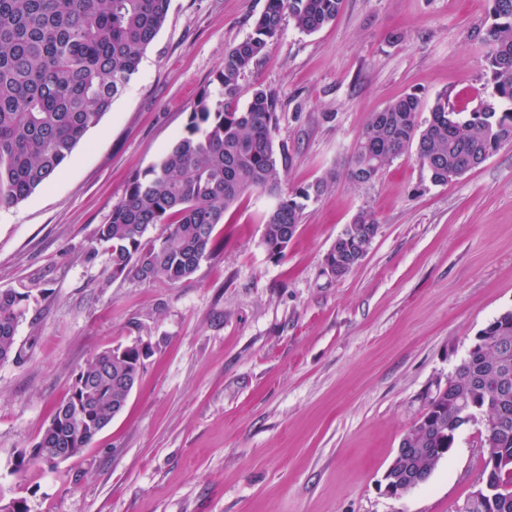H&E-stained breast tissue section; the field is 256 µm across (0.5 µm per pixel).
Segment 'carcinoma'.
<instances>
[{"label":"carcinoma","instance_id":"obj_1","mask_svg":"<svg viewBox=\"0 0 512 512\" xmlns=\"http://www.w3.org/2000/svg\"><path fill=\"white\" fill-rule=\"evenodd\" d=\"M344 0H267L253 33L224 55L215 80L221 100L202 95L186 133L156 164L129 182L98 228L97 244L109 256L105 283L131 277L141 283H175L192 277L216 254L214 233L224 213L245 194L277 188L284 178L271 135L278 99L253 91L237 105L239 81L266 53L285 17L314 33L336 20ZM170 0H0V204L17 206L62 170L84 135L110 111L149 46L164 26ZM487 99L468 114L440 95L430 119L419 121L421 103L408 94L374 113L361 132L348 168L356 183L374 179L384 164L411 148L432 183L446 184L480 166L512 143V0H492L491 22L482 28ZM327 182L281 197L269 211L264 243L284 256L303 219L305 201ZM163 226L160 236L147 233ZM378 221L359 212L328 253L344 262L343 275L359 267L356 250L375 238ZM29 292L0 289V363L23 359L14 349ZM148 347L140 341L94 354L80 369L70 396L55 409L39 439L20 454L15 471L53 468L90 447L111 423L112 409L126 406ZM464 398L508 426L499 447L512 455V311L492 320L458 365L449 389L433 400L431 421H417L403 448H425L396 461L387 475L395 485L414 472L425 484L453 447L463 423L455 401ZM496 512H512V471L496 480ZM5 512H29L23 497L0 494Z\"/></svg>","mask_w":512,"mask_h":512}]
</instances>
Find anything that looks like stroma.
I'll return each instance as SVG.
<instances>
[{
    "label": "stroma",
    "instance_id": "35a3bbf8",
    "mask_svg": "<svg viewBox=\"0 0 512 512\" xmlns=\"http://www.w3.org/2000/svg\"><path fill=\"white\" fill-rule=\"evenodd\" d=\"M266 0H170L127 89L48 186L0 208V289L30 294L0 363V493L30 512H455L482 478L481 422L464 425L426 484L387 495L382 476L427 396L489 322L512 310V144L445 185L407 151L370 182L346 171L371 116L406 94L421 119L439 95L476 108L491 0H344L330 25L284 20L237 101L273 91L281 192L327 181L282 259L264 244L277 195H244L190 278L102 287L87 259L129 180L217 97L225 53ZM378 233L359 267L325 257L355 215ZM150 353L124 411L57 467L12 471L80 368L135 341Z\"/></svg>",
    "mask_w": 512,
    "mask_h": 512
}]
</instances>
